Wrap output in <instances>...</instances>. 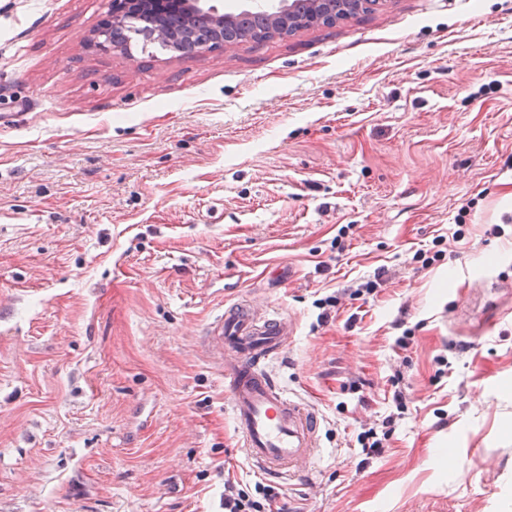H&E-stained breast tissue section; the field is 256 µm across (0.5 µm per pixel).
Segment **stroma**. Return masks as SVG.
Segmentation results:
<instances>
[{
    "mask_svg": "<svg viewBox=\"0 0 512 512\" xmlns=\"http://www.w3.org/2000/svg\"><path fill=\"white\" fill-rule=\"evenodd\" d=\"M110 8L0 0V512H224L234 298L325 420L286 512H512V0L183 57L87 46ZM390 430L378 433L373 427L360 432L357 436V443L366 458L362 459L361 464L366 463L370 457L380 456L384 450L385 442L388 441Z\"/></svg>",
    "mask_w": 512,
    "mask_h": 512,
    "instance_id": "obj_1",
    "label": "stroma"
}]
</instances>
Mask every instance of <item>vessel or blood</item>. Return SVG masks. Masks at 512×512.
<instances>
[{
	"mask_svg": "<svg viewBox=\"0 0 512 512\" xmlns=\"http://www.w3.org/2000/svg\"><path fill=\"white\" fill-rule=\"evenodd\" d=\"M294 333L293 322L238 301L225 305L201 340L224 372L239 453L254 473L284 484L311 471L322 452L316 407L290 396L267 368Z\"/></svg>",
	"mask_w": 512,
	"mask_h": 512,
	"instance_id": "1",
	"label": "vessel or blood"
}]
</instances>
